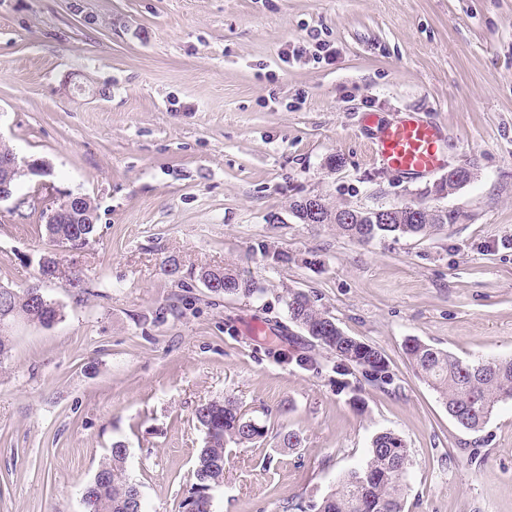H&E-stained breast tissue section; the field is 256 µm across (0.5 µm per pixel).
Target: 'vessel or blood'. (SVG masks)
<instances>
[{"label": "vessel or blood", "instance_id": "obj_1", "mask_svg": "<svg viewBox=\"0 0 512 512\" xmlns=\"http://www.w3.org/2000/svg\"><path fill=\"white\" fill-rule=\"evenodd\" d=\"M371 154L381 168L397 175L424 177L446 165L447 135L442 126L407 114L376 121Z\"/></svg>", "mask_w": 512, "mask_h": 512}]
</instances>
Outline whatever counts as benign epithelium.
I'll return each mask as SVG.
<instances>
[{"label": "benign epithelium", "mask_w": 512, "mask_h": 512, "mask_svg": "<svg viewBox=\"0 0 512 512\" xmlns=\"http://www.w3.org/2000/svg\"><path fill=\"white\" fill-rule=\"evenodd\" d=\"M52 174L49 163L43 159L19 156L12 151L0 161V202L11 199L14 195L16 177L23 175L34 182L42 194L40 203L42 211L48 216L74 215L81 213L85 223L93 224L97 218L89 197L75 194L71 191L61 190L50 179ZM67 268L70 275L82 272L78 258L72 255L67 248L51 245L39 260V281H53L62 268Z\"/></svg>", "instance_id": "benign-epithelium-1"}]
</instances>
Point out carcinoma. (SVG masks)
I'll return each instance as SVG.
<instances>
[{"label": "carcinoma", "instance_id": "cac0c4a2", "mask_svg": "<svg viewBox=\"0 0 512 512\" xmlns=\"http://www.w3.org/2000/svg\"><path fill=\"white\" fill-rule=\"evenodd\" d=\"M355 224H339L344 235L362 243L388 237L421 236L432 228L448 223L450 215L419 213L412 221L402 213L398 224H379L370 209L360 211ZM46 235L73 246L86 247L96 231L94 224H50L40 214ZM198 281L216 283V295L251 297L255 282L242 279L222 267H202ZM290 321L311 339L333 341L328 353L336 357V374L342 377L360 374L370 386L385 389L394 382L385 355L378 348L356 343V338L336 330V322L320 311L306 292L288 296ZM63 317L59 304L27 289H0V360L11 351V331L19 323L48 326ZM405 353L418 378L438 395L448 414L463 428L478 431L491 418L498 405L512 400V358L470 361L459 360L446 351L417 339L410 340ZM195 419L205 433L204 445L198 450L193 492L186 500L224 482V451L227 443H251L264 434V428L245 418L232 398L209 400L197 406ZM127 448L118 441L101 462L93 479L82 488L86 512H145L136 483L126 474ZM409 452L404 440L392 431L382 432L372 440L363 467L339 479L334 490L322 502L313 505L316 512H402Z\"/></svg>", "mask_w": 512, "mask_h": 512}]
</instances>
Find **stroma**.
Segmentation results:
<instances>
[{
	"label": "stroma",
	"instance_id": "1",
	"mask_svg": "<svg viewBox=\"0 0 512 512\" xmlns=\"http://www.w3.org/2000/svg\"><path fill=\"white\" fill-rule=\"evenodd\" d=\"M313 31L330 61L280 60ZM407 112L446 127L469 183L440 194L439 175L375 164L364 116ZM0 140L98 216L73 289L38 280L33 183L0 203V284H40L64 311L16 325L0 362V512H85L116 441L148 512H187L194 410L227 396L266 433L227 445L216 512L319 503L385 431L409 450L404 512H512V401L464 429L404 350L512 356V0H0ZM309 196L452 220L362 244L298 220ZM171 253L182 281L162 271ZM203 266L258 291L215 295ZM297 290L379 348L393 384L353 393L321 349L319 371L293 363Z\"/></svg>",
	"mask_w": 512,
	"mask_h": 512
}]
</instances>
